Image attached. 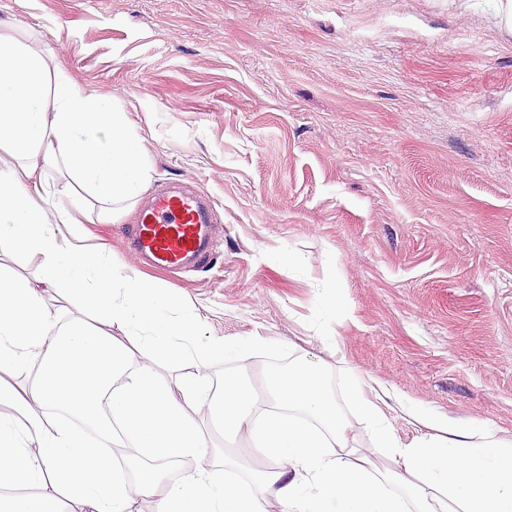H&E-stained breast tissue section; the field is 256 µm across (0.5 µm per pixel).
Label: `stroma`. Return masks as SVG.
Here are the masks:
<instances>
[{
	"instance_id": "obj_1",
	"label": "stroma",
	"mask_w": 512,
	"mask_h": 512,
	"mask_svg": "<svg viewBox=\"0 0 512 512\" xmlns=\"http://www.w3.org/2000/svg\"><path fill=\"white\" fill-rule=\"evenodd\" d=\"M498 0H0L129 112L152 188L213 200L220 245L155 273L202 339L262 336L512 439V31ZM118 223L90 224L132 266ZM284 254L282 263L268 260ZM333 295L340 315H324ZM336 339L325 351L322 337ZM287 351L208 372L259 385Z\"/></svg>"
}]
</instances>
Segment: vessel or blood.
<instances>
[{"label": "vessel or blood", "instance_id": "vessel-or-blood-1", "mask_svg": "<svg viewBox=\"0 0 512 512\" xmlns=\"http://www.w3.org/2000/svg\"><path fill=\"white\" fill-rule=\"evenodd\" d=\"M128 239L156 270L208 259L214 250L210 205L199 193L166 189L139 211Z\"/></svg>", "mask_w": 512, "mask_h": 512}]
</instances>
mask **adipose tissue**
Wrapping results in <instances>:
<instances>
[{
    "label": "adipose tissue",
    "instance_id": "1",
    "mask_svg": "<svg viewBox=\"0 0 512 512\" xmlns=\"http://www.w3.org/2000/svg\"><path fill=\"white\" fill-rule=\"evenodd\" d=\"M15 30L0 20V252L40 255L43 269L0 267V405L13 410L0 415V512H59L63 499L142 512L148 498L155 512H265L271 496L281 512H512V442L489 424L448 423L353 374L349 406L396 464L376 475L346 455L355 429L308 353L264 369L265 403L231 378L214 393L212 360L277 342L201 340L185 298L89 243L88 210L112 223L147 190L149 151L127 111ZM204 411L228 447L209 445ZM396 412L424 434L401 442ZM253 455L267 468L229 479ZM182 458L195 468L167 483L163 461Z\"/></svg>",
    "mask_w": 512,
    "mask_h": 512
}]
</instances>
